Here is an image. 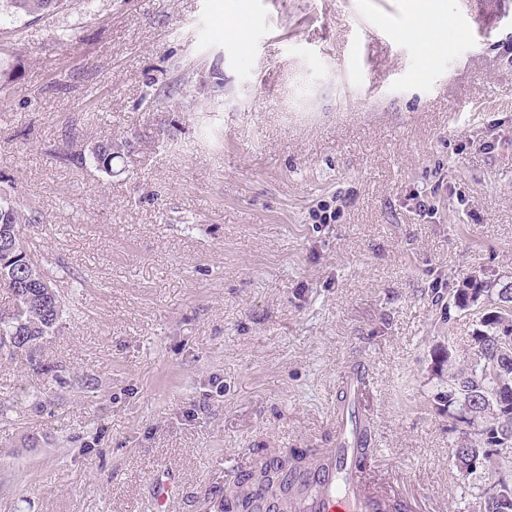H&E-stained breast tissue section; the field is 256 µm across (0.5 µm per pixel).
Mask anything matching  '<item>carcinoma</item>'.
Listing matches in <instances>:
<instances>
[{
  "label": "carcinoma",
  "mask_w": 512,
  "mask_h": 512,
  "mask_svg": "<svg viewBox=\"0 0 512 512\" xmlns=\"http://www.w3.org/2000/svg\"><path fill=\"white\" fill-rule=\"evenodd\" d=\"M72 0H0V13L38 19L64 9ZM154 138L146 135L134 143L120 145L108 136L92 143H83L70 160L80 166L90 165L110 176L113 161L148 147ZM38 223L32 209H22L11 200L0 197V288L13 297L14 313L0 315V353L23 355L29 366L41 373L47 382L59 383L58 370L38 358L43 339L51 335L62 318L65 302L48 276L31 278L36 262L27 249L25 230ZM448 302L465 311L483 302L487 308L479 326L467 340L468 361H456L453 349H448V390L438 394L448 404V414L457 419L467 412L476 426L463 449L454 453L457 468L468 475L485 470L482 460L486 449L497 448L496 459L512 454V349L502 337L512 333V309L501 307L512 303V284L468 275L458 288L448 295ZM11 344L4 345V338ZM307 454L290 448L265 454V458L242 471L234 489L222 495V512H261V504L243 488L259 487L263 499L269 501V512H297L296 503L310 488L300 479L308 464ZM501 499H486L480 504L483 512H512V479L498 477Z\"/></svg>",
  "instance_id": "obj_1"
}]
</instances>
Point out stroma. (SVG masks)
I'll return each instance as SVG.
<instances>
[{
    "label": "stroma",
    "instance_id": "stroma-1",
    "mask_svg": "<svg viewBox=\"0 0 512 512\" xmlns=\"http://www.w3.org/2000/svg\"><path fill=\"white\" fill-rule=\"evenodd\" d=\"M413 2L0 16V192L38 212L27 246L66 304L43 344L61 383L0 354V512H153L166 470L168 512H208L246 454L331 447L356 364L372 484L479 512L495 477L456 468L436 396L483 313L449 293L512 281V0H432L415 38ZM159 131L110 178L67 159Z\"/></svg>",
    "mask_w": 512,
    "mask_h": 512
}]
</instances>
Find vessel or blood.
I'll return each instance as SVG.
<instances>
[{"label": "vessel or blood", "mask_w": 512, "mask_h": 512, "mask_svg": "<svg viewBox=\"0 0 512 512\" xmlns=\"http://www.w3.org/2000/svg\"><path fill=\"white\" fill-rule=\"evenodd\" d=\"M366 385L363 367L350 369L343 386L344 402L336 412V445L324 449L306 473L316 492L302 512H393L395 500L367 480L370 456L362 446L367 419L360 408Z\"/></svg>", "instance_id": "obj_1"}]
</instances>
